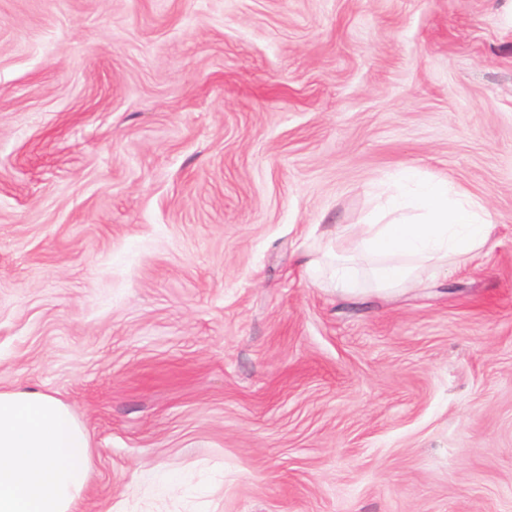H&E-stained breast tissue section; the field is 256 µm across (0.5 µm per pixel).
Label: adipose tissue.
Returning a JSON list of instances; mask_svg holds the SVG:
<instances>
[{
    "label": "adipose tissue",
    "mask_w": 512,
    "mask_h": 512,
    "mask_svg": "<svg viewBox=\"0 0 512 512\" xmlns=\"http://www.w3.org/2000/svg\"><path fill=\"white\" fill-rule=\"evenodd\" d=\"M92 468L89 438L66 404L0 388V512H77Z\"/></svg>",
    "instance_id": "obj_1"
}]
</instances>
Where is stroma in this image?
Masks as SVG:
<instances>
[{
  "mask_svg": "<svg viewBox=\"0 0 512 512\" xmlns=\"http://www.w3.org/2000/svg\"><path fill=\"white\" fill-rule=\"evenodd\" d=\"M404 166L487 245L312 281ZM0 388L78 512H512V0H0ZM92 468L89 438L66 404L0 388V512H78Z\"/></svg>",
  "mask_w": 512,
  "mask_h": 512,
  "instance_id": "1",
  "label": "stroma"
}]
</instances>
